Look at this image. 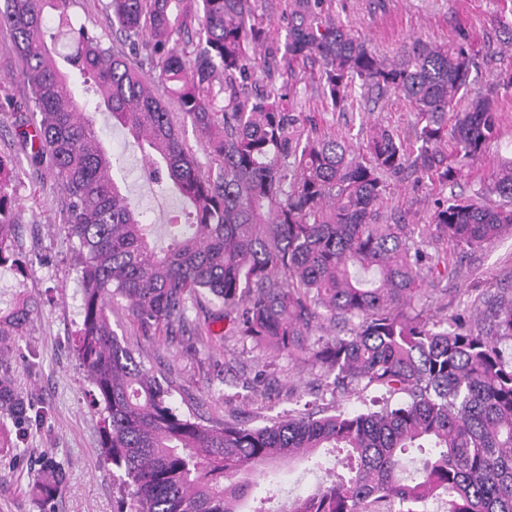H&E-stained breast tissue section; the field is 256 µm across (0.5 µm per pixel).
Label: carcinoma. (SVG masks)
<instances>
[{"label":"carcinoma","mask_w":512,"mask_h":512,"mask_svg":"<svg viewBox=\"0 0 512 512\" xmlns=\"http://www.w3.org/2000/svg\"><path fill=\"white\" fill-rule=\"evenodd\" d=\"M73 2L0 0L29 106L15 117L21 153L0 156V266L19 263L11 175L25 164L37 176L46 165L63 192L61 224L77 241L73 351L100 411L102 454L119 471L118 512H246L260 468L320 448L344 451L337 464L346 474L288 512H423L440 499L444 512H512V291L484 296L474 316L409 312L434 267H425L414 229L383 214L388 178L453 184L484 156L499 138L498 88L512 87V65L471 96L478 58L467 28L383 59L331 17L333 0H105L110 45L74 26ZM260 10L278 14L283 45ZM259 50L265 86L246 94ZM309 63L332 111L351 107L358 89L394 92L416 123L406 136L375 128L360 145L320 134L298 112ZM102 106L138 145L150 181L185 204L165 225L164 250L112 174L93 120ZM511 229L512 158L473 196L437 201L425 225L430 239L463 253ZM208 294L222 310L202 324L192 313ZM114 299L146 334L199 336L222 320L226 341L309 355L333 395L385 394L377 410L206 425L174 406L169 384L122 344L107 311ZM33 309H0V416L17 428L3 448L41 418L19 396L4 352ZM323 318L350 326L349 335L310 342ZM412 448L428 456L410 480L403 457ZM43 470L32 494L52 504L59 463L47 458Z\"/></svg>","instance_id":"cac0c4a2"}]
</instances>
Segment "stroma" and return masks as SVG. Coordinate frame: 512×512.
Segmentation results:
<instances>
[{"mask_svg":"<svg viewBox=\"0 0 512 512\" xmlns=\"http://www.w3.org/2000/svg\"><path fill=\"white\" fill-rule=\"evenodd\" d=\"M499 0H334L333 15L370 48L393 58L414 37L447 41L464 23L476 36L494 34L500 17ZM6 31L0 30V101L11 99L12 109L0 111V154L19 152L14 115L26 111L20 83V63L9 50ZM501 109L500 138L490 151L465 171L458 185L447 187L413 177L389 178L386 212L406 213L412 225L429 223L437 198L476 192L496 169L499 160L512 157V89ZM303 112L314 115L319 131L365 138L385 126L408 131L414 116L408 103L391 96L374 103L358 101L344 112L325 110L313 91L304 95ZM108 150L124 165L131 196L152 222L166 223L182 206L172 191L160 190L140 176L143 157L133 139L112 126L106 112H98ZM19 200V248L30 267L23 278L0 267V308L23 298L37 299L22 335L12 337L7 353L13 363L16 387L25 401L41 408L43 418L16 448L0 447V512H43L31 493L41 480L39 460L51 456L61 466L62 490L57 512H116L112 466L101 458L99 412L91 399L92 387L72 350L80 321V272L72 260L74 243L60 222L62 191L51 172L32 176L19 172L15 183ZM451 272L430 277L418 306L427 313L449 315L472 306L482 293L512 289V231L483 248L459 255L449 252ZM112 327L138 361L157 377L173 384L172 401L180 411L221 423L241 416L251 427L302 410L305 403H334L344 411L365 410L370 393L332 399L322 384L320 370L307 356L289 358L251 344L205 343L198 336L143 334L125 301L109 309ZM336 466L327 455L324 468L296 460L266 468L254 490L256 497L292 501L311 493L325 469Z\"/></svg>","mask_w":512,"mask_h":512,"instance_id":"35a3bbf8","label":"stroma"}]
</instances>
